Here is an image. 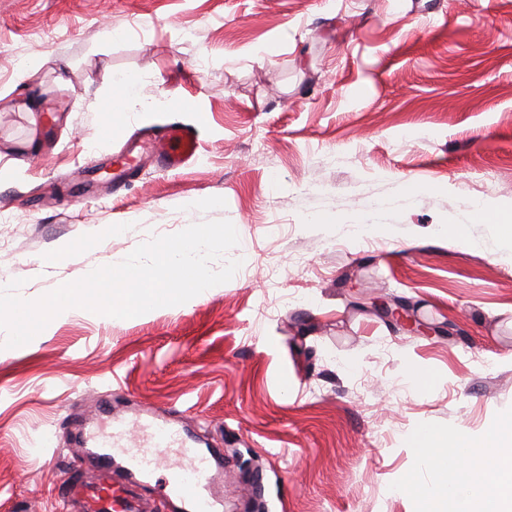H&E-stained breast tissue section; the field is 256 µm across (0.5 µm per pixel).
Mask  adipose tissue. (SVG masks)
Returning <instances> with one entry per match:
<instances>
[{"mask_svg":"<svg viewBox=\"0 0 512 512\" xmlns=\"http://www.w3.org/2000/svg\"><path fill=\"white\" fill-rule=\"evenodd\" d=\"M469 462L481 466L492 461L497 465L493 483L471 482L451 490L447 485L427 489L426 498L433 504V512H443L442 503L452 505L451 512H512V451L503 452L495 439L470 447Z\"/></svg>","mask_w":512,"mask_h":512,"instance_id":"ef3b65f1","label":"adipose tissue"}]
</instances>
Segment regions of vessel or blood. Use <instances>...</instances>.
<instances>
[{
  "label": "vessel or blood",
  "mask_w": 512,
  "mask_h": 512,
  "mask_svg": "<svg viewBox=\"0 0 512 512\" xmlns=\"http://www.w3.org/2000/svg\"><path fill=\"white\" fill-rule=\"evenodd\" d=\"M198 134L188 126L171 123L149 143V151L161 167L179 169L194 159ZM172 409L148 411L132 421L116 419L110 433L90 431L76 441L79 450L90 451L97 472L89 484L72 481L61 492L76 512H145L143 502L125 483L114 481V469L134 478L150 477L156 470L167 473L165 496L177 503L180 512H216L211 485L215 449L204 447L202 439L177 429ZM142 433L139 444H130V427Z\"/></svg>",
  "instance_id": "vessel-or-blood-1"
}]
</instances>
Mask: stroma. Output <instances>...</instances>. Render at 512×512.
I'll list each match as a JSON object with an SVG mask.
<instances>
[{
    "label": "stroma",
    "instance_id": "35a3bbf8",
    "mask_svg": "<svg viewBox=\"0 0 512 512\" xmlns=\"http://www.w3.org/2000/svg\"><path fill=\"white\" fill-rule=\"evenodd\" d=\"M0 91V283L33 301L207 220L242 262L184 304L66 310L0 348V512H69L64 418L104 423L106 397L220 449L224 512H423L407 482L479 471L424 468L416 434L512 445V253L475 210L512 205V0H0ZM173 122L196 159L142 158L113 193V154ZM370 308L382 318L396 322L411 332H444V326H427L413 320L409 315L411 304L400 299L378 298L371 302Z\"/></svg>",
    "mask_w": 512,
    "mask_h": 512
}]
</instances>
